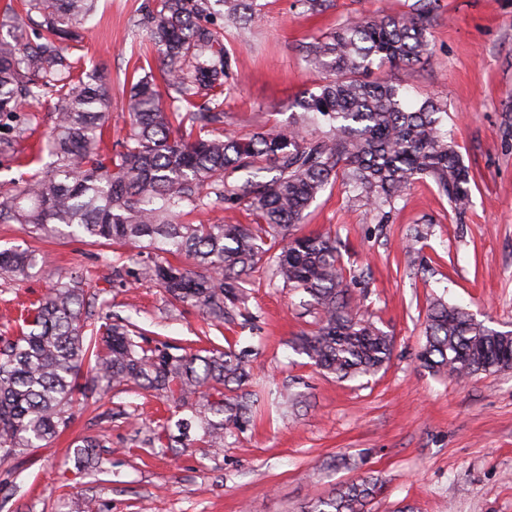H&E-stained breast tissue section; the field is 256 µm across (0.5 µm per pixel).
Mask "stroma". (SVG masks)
I'll return each mask as SVG.
<instances>
[{
  "label": "stroma",
  "mask_w": 512,
  "mask_h": 512,
  "mask_svg": "<svg viewBox=\"0 0 512 512\" xmlns=\"http://www.w3.org/2000/svg\"><path fill=\"white\" fill-rule=\"evenodd\" d=\"M143 0H98L79 49L88 67L119 84L137 67L158 68L142 28ZM260 20L227 28L231 88L224 125L246 135L285 123L296 95L323 80L303 46L346 19L415 0H328L315 14L295 0H257ZM431 54L384 75L410 102L435 96L448 105L459 154L476 175L472 205L456 214L432 180L416 183L390 223L377 224L342 183L328 185L301 233H335L342 262L356 276L359 313L394 339L377 375L340 381L291 347L312 331L306 294L271 281L267 263L248 275V324L212 330L215 346L252 351L253 386L266 406L223 448L148 447L169 410L130 384L99 403L77 406L70 427L44 448L0 464V512H300L311 499L367 474L383 488L369 512H512V370L466 380L433 373L418 354L431 302L465 308L485 325L512 330V0H437ZM414 253L403 250L412 237ZM38 249L45 264L22 281L0 279V334L15 333L19 303L82 273L105 310L129 317L150 339L198 345L196 308L172 309L134 264L97 272L111 248L63 237L39 240L22 224H0V249ZM303 396L278 409L280 388ZM99 439L104 471L77 473L74 448Z\"/></svg>",
  "instance_id": "stroma-1"
}]
</instances>
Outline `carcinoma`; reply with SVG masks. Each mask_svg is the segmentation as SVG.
Here are the masks:
<instances>
[{
  "label": "carcinoma",
  "mask_w": 512,
  "mask_h": 512,
  "mask_svg": "<svg viewBox=\"0 0 512 512\" xmlns=\"http://www.w3.org/2000/svg\"><path fill=\"white\" fill-rule=\"evenodd\" d=\"M96 0H24L25 13L0 17V154L20 159L25 122L21 104L50 100L48 139L25 165L52 162L14 190L0 191V224H25L36 236L64 234L129 248L142 279L154 281L177 306L199 309L222 323L246 304V276L260 261L272 278L304 292L318 315L317 330L295 338V349L342 380L377 374L390 362L393 339L359 317L358 298L330 233L302 235L298 225L331 178L387 224L419 179L430 178L460 212L472 203L474 177L445 124L447 105L427 97L406 104L399 86L369 81L373 68L411 66L430 51L432 0L404 12L352 17L305 45V58L329 78L305 89L288 122L242 137L224 129V83L230 53L220 19L258 18L256 0H154L136 23L149 33L161 79L147 73L114 88L74 53L78 31ZM35 25L34 38L27 27ZM126 97L129 130L112 152L102 131L112 94ZM240 174L235 182L227 178ZM220 205L244 206L254 224L190 218ZM184 257L175 265L159 256ZM44 262L32 249L0 251V278L19 280ZM71 275L27 310L24 329L0 336V461L40 448L74 418L76 394L104 397L127 382L180 409L198 396L189 417L166 424L152 442L183 448L224 447L260 411L246 389L249 354L232 349L177 353L151 345L128 318L90 321L96 297ZM419 358L435 373L463 379L512 369V331H498L437 300L428 310ZM99 443L74 448L78 469H96ZM381 479L366 475L337 485L306 512H366Z\"/></svg>",
  "instance_id": "1"
}]
</instances>
